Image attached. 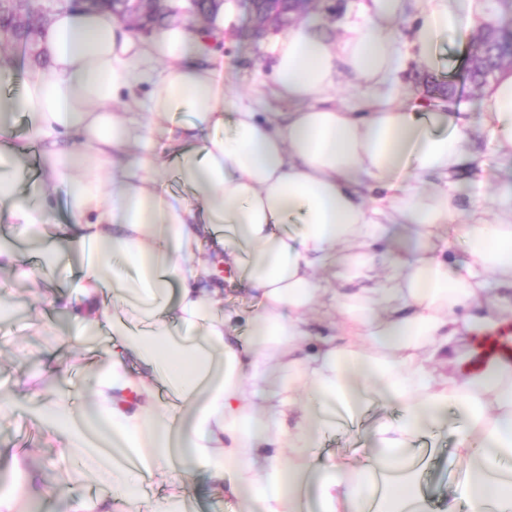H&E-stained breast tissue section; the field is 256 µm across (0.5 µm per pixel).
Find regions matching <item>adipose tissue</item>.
<instances>
[{
    "label": "adipose tissue",
    "mask_w": 512,
    "mask_h": 512,
    "mask_svg": "<svg viewBox=\"0 0 512 512\" xmlns=\"http://www.w3.org/2000/svg\"><path fill=\"white\" fill-rule=\"evenodd\" d=\"M407 16L403 41L396 28ZM483 17L478 0H364L337 38L291 25L272 47L270 77L291 107L280 120L237 100L206 65L223 12L211 15L210 36L170 25L145 44L102 12L52 16L48 67L28 71L17 96L0 97V213L16 237L0 244V274L44 277L43 268L20 269V242L52 268L80 267V297L63 305L73 339L108 332L83 395L39 402L70 463L105 489L70 512L137 502L145 473L159 467L185 485L204 474L243 512H364L375 499L410 512L421 497L403 477L409 440L442 426L452 406L468 421L458 437L469 462L464 494L512 512V474L497 468L512 456V368L469 378L430 370L489 325L461 309H498L497 287L512 288V198L494 219L479 210L459 221L453 176L472 160L468 127L455 110L396 88L407 59L440 70L441 38L468 41ZM344 75L361 91L358 105L336 97ZM120 102L134 111H114ZM482 104L494 150L512 157V72ZM16 112L28 142L14 141ZM171 165L197 207L165 192ZM58 192L71 224L54 219ZM410 224L407 245L399 234ZM458 244L462 263L450 254ZM221 263L259 298L244 320L216 307ZM340 264L359 289L334 297L340 335L313 338L319 274ZM106 279L108 307L99 301ZM364 340L397 359L360 360ZM298 345L310 356L275 362ZM161 388L174 402L159 399ZM267 390L268 411L254 403ZM372 390L404 411L377 429L382 455L347 476L312 467L310 450L339 405ZM14 477L0 489V512L45 494L26 460H15Z\"/></svg>",
    "instance_id": "1"
}]
</instances>
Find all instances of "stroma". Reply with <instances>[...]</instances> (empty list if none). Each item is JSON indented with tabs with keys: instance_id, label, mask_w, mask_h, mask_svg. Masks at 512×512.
I'll return each instance as SVG.
<instances>
[{
	"instance_id": "obj_1",
	"label": "stroma",
	"mask_w": 512,
	"mask_h": 512,
	"mask_svg": "<svg viewBox=\"0 0 512 512\" xmlns=\"http://www.w3.org/2000/svg\"><path fill=\"white\" fill-rule=\"evenodd\" d=\"M224 39L217 51V62L224 71V83L245 100L258 104L263 112H284L269 78L272 58L267 42L255 38V15L246 0H224ZM447 59L446 80L455 83L460 99L457 103L470 135L469 149L489 164L483 191L496 194L503 185H512V159L494 157L481 110L483 91L465 82L466 45L455 35L441 41ZM78 277L56 273L46 278L41 296H34L28 280L11 276L0 280L9 305L17 306L16 315L0 322V387L21 386L54 396L60 391L81 388L86 357L81 346L62 345L57 328L59 310L51 304L52 295L77 299ZM400 407L387 403L380 395L361 401L359 407L337 422L335 429L323 437L315 449L316 465L338 466L350 471L366 467L377 454L374 439L377 426L400 419ZM467 426L461 411L449 408L445 425L437 431L424 432L411 441L412 453L421 455L422 468L416 475L429 493V505L441 507L454 499L456 512H473L474 503L457 489L463 482L466 466L460 461L457 435ZM31 455V470L38 485L52 489L51 497L35 502L31 512H67L68 502L98 492V485L77 468L67 465L63 451L50 441L42 426L31 416L27 401H19L12 414L0 424V478L7 477L14 455L20 451ZM64 488L65 497L55 496Z\"/></svg>"
}]
</instances>
